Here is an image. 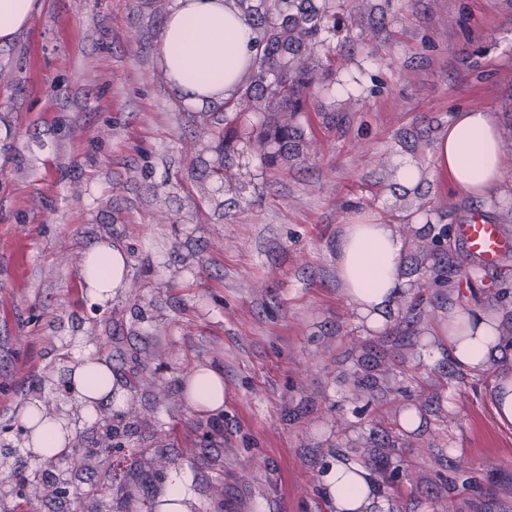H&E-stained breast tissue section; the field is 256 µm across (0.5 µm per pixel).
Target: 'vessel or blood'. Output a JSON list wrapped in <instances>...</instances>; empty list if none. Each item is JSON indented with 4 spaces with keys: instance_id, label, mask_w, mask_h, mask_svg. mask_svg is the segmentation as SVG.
<instances>
[{
    "instance_id": "obj_1",
    "label": "vessel or blood",
    "mask_w": 512,
    "mask_h": 512,
    "mask_svg": "<svg viewBox=\"0 0 512 512\" xmlns=\"http://www.w3.org/2000/svg\"><path fill=\"white\" fill-rule=\"evenodd\" d=\"M456 234L469 258L483 268L500 267L502 257L512 253V234L482 215H472L465 223L457 225Z\"/></svg>"
}]
</instances>
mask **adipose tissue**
I'll return each instance as SVG.
<instances>
[{"label":"adipose tissue","instance_id":"adipose-tissue-1","mask_svg":"<svg viewBox=\"0 0 512 512\" xmlns=\"http://www.w3.org/2000/svg\"><path fill=\"white\" fill-rule=\"evenodd\" d=\"M40 0H0V42L10 41L38 15ZM257 31L239 10L223 0H173L157 44L164 71L190 100L208 93H232L248 74L256 51ZM436 164L448 173L463 196H486L504 179L501 141L496 117L483 109L456 114L446 136L436 144ZM404 240L392 225L360 219L343 228L337 263L344 292L367 326L386 329L390 314L405 293L399 275ZM127 272L120 248L96 246L82 261L81 275L90 295L98 301L112 297ZM449 322L467 329L446 330L448 351L467 369L485 367L489 356L501 350L497 317L489 311L453 309ZM71 389L86 413L102 401L123 407V394L113 393L110 368L82 355L70 375ZM186 399L195 408L219 412L224 408V377L216 369L194 371L187 379ZM22 422L26 448L39 455L44 448H63L72 438L64 422L39 417L36 404L26 406ZM324 494L334 512H369L376 495L371 473L354 461L331 463L322 476Z\"/></svg>","mask_w":512,"mask_h":512}]
</instances>
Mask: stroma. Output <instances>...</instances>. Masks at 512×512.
Masks as SVG:
<instances>
[{"mask_svg": "<svg viewBox=\"0 0 512 512\" xmlns=\"http://www.w3.org/2000/svg\"><path fill=\"white\" fill-rule=\"evenodd\" d=\"M171 4L42 0L0 44V447L28 456L20 414L37 400L80 447L138 449L136 479L111 475L116 497L161 496L177 477L190 512H330L329 463L386 449L389 512H512V426L489 399L508 360L464 371L439 338L456 306L512 331V297L499 296L512 257L480 268L452 239L447 287L420 291L403 257V302L423 314L406 336L360 323L336 263L343 224L362 216L451 226L478 211L512 233V0H364L371 41L331 40L336 74L310 107L319 153L275 172L246 157L230 202L203 172L198 106L158 56ZM468 108L498 123L505 179L488 198L457 194L435 168L436 142ZM405 162L427 214L400 195ZM97 245L128 260L104 302L81 278ZM87 352L127 396L91 419L45 380ZM364 365L387 392L358 391ZM200 368L224 375L221 414L185 398Z\"/></svg>", "mask_w": 512, "mask_h": 512, "instance_id": "1", "label": "stroma"}]
</instances>
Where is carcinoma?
Returning a JSON list of instances; mask_svg holds the SVG:
<instances>
[{
	"label": "carcinoma",
	"mask_w": 512,
	"mask_h": 512,
	"mask_svg": "<svg viewBox=\"0 0 512 512\" xmlns=\"http://www.w3.org/2000/svg\"><path fill=\"white\" fill-rule=\"evenodd\" d=\"M238 10L253 21L258 30L257 53L245 80L231 96L210 102L200 111L205 133L217 141L218 158L206 167L209 177L235 189L234 169L247 150L257 155L265 169L278 170L288 163L318 153L320 143L307 136L300 118L305 112L312 91L324 80L321 52L336 35V10L347 9L352 26L358 28L356 38L370 41L372 29L365 26L362 12L355 5L346 7L343 0H234ZM263 115L261 125L251 123L249 113ZM411 243L415 270L430 273L437 285L448 283L447 266L435 261L437 252L448 254V229L432 226L420 234L411 224H403ZM357 387L371 392L383 383V377L354 373ZM64 453L40 456V466L30 468L17 457L14 448H0V457L15 459L13 471L18 485L31 483L56 484V461ZM112 496L111 487L102 485L87 496L82 512H102L101 500ZM163 502H154L148 495L124 499L121 512L135 507L138 512H156Z\"/></svg>",
	"instance_id": "1"
}]
</instances>
